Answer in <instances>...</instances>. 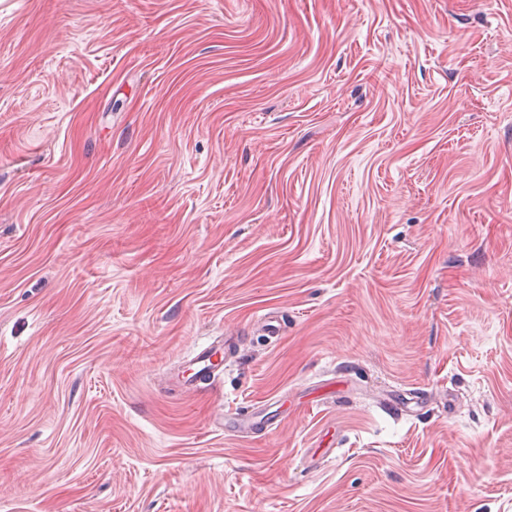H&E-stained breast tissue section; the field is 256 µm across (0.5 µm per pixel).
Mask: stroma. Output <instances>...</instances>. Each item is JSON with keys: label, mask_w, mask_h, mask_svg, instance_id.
Listing matches in <instances>:
<instances>
[{"label": "stroma", "mask_w": 512, "mask_h": 512, "mask_svg": "<svg viewBox=\"0 0 512 512\" xmlns=\"http://www.w3.org/2000/svg\"><path fill=\"white\" fill-rule=\"evenodd\" d=\"M0 512H512V0H0Z\"/></svg>", "instance_id": "stroma-1"}]
</instances>
